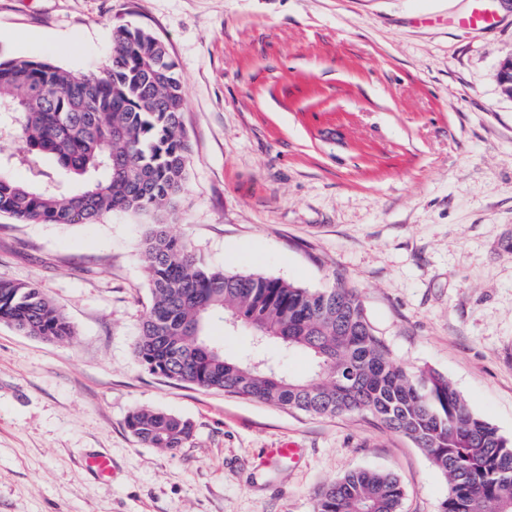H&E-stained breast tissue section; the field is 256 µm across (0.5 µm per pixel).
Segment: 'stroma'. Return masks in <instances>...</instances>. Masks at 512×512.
<instances>
[{
  "mask_svg": "<svg viewBox=\"0 0 512 512\" xmlns=\"http://www.w3.org/2000/svg\"><path fill=\"white\" fill-rule=\"evenodd\" d=\"M0 0V51L98 72L120 26L168 47L191 146L168 231L208 265L358 293L392 357L448 377L512 439V0ZM153 215L22 224L0 215V279L37 284L73 343L0 322V512H313L356 469L396 475L401 512L448 484L408 438L151 374L134 347ZM192 422L169 455L125 420ZM301 463L259 464L282 441ZM107 457L112 474L85 461Z\"/></svg>",
  "mask_w": 512,
  "mask_h": 512,
  "instance_id": "1",
  "label": "stroma"
}]
</instances>
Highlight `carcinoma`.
<instances>
[{
    "instance_id": "1",
    "label": "carcinoma",
    "mask_w": 512,
    "mask_h": 512,
    "mask_svg": "<svg viewBox=\"0 0 512 512\" xmlns=\"http://www.w3.org/2000/svg\"><path fill=\"white\" fill-rule=\"evenodd\" d=\"M185 97L166 45L120 26L98 75L45 57L0 56V136L24 145L29 181L0 173V214L27 224H96L115 210L161 216L183 191L189 145ZM56 168L81 182L66 190ZM151 303L135 355L163 378L320 416L363 414L411 440L448 483L441 512H512V440L473 413L448 378L411 369L376 336L353 289L310 291L278 278L205 265L164 222L140 245ZM249 331L246 361L224 355L213 318ZM0 321L26 336L70 343L75 327L32 283L0 280ZM305 352L308 377L280 373L269 343ZM140 442L173 452L193 437L173 414L138 409L125 421ZM404 487L391 473L358 470L328 484L313 512H400Z\"/></svg>"
}]
</instances>
